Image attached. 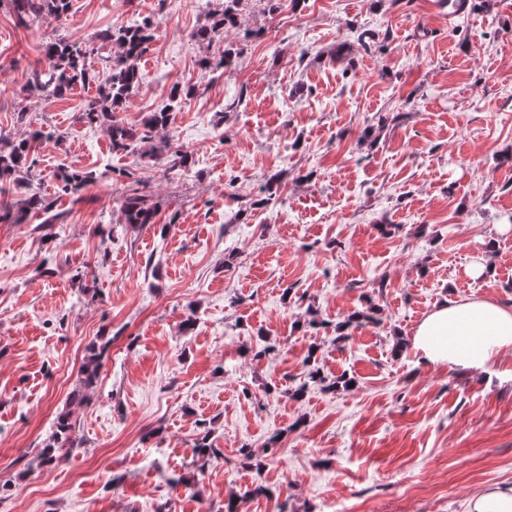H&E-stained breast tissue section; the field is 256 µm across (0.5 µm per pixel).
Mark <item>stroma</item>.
<instances>
[{"mask_svg": "<svg viewBox=\"0 0 512 512\" xmlns=\"http://www.w3.org/2000/svg\"><path fill=\"white\" fill-rule=\"evenodd\" d=\"M205 3L73 0L33 25L0 5V132L62 135L38 149L32 191L56 196L64 170L98 176L56 196L65 223L42 229L34 210L0 224V512H224L231 495L239 512H466L512 484V351L460 372L419 364L409 342L447 297L512 306V0L454 16L442 0H248L209 44L193 37ZM136 13L158 30L117 117L140 124L172 85L195 86L166 131L191 151L186 171L113 152L78 119L92 89L25 88L47 30L86 41ZM238 47L236 66L202 69ZM128 170L154 223L124 222ZM276 173L275 200L253 207ZM486 253L491 275L470 277ZM369 301L377 322L336 342ZM311 351L352 387L293 398ZM64 411L76 447L43 465ZM204 427L221 455L200 471Z\"/></svg>", "mask_w": 512, "mask_h": 512, "instance_id": "obj_1", "label": "stroma"}]
</instances>
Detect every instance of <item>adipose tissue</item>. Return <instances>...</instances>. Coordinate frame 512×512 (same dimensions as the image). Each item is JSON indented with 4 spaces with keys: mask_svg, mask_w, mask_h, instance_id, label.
I'll return each mask as SVG.
<instances>
[{
    "mask_svg": "<svg viewBox=\"0 0 512 512\" xmlns=\"http://www.w3.org/2000/svg\"><path fill=\"white\" fill-rule=\"evenodd\" d=\"M411 346L425 365L483 368L512 350V306L491 298L446 299L418 324Z\"/></svg>",
    "mask_w": 512,
    "mask_h": 512,
    "instance_id": "obj_1",
    "label": "adipose tissue"
}]
</instances>
